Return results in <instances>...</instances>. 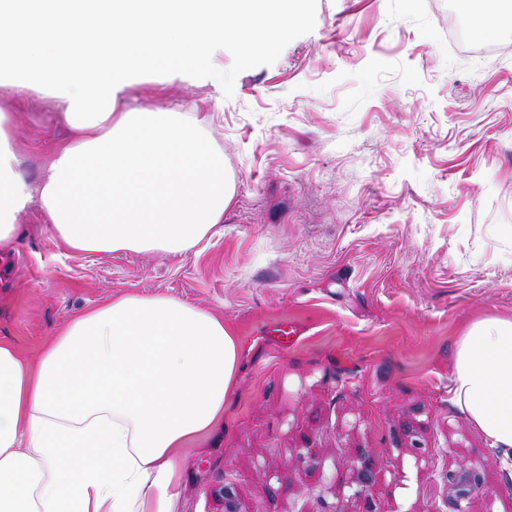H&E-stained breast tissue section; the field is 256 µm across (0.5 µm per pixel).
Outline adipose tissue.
<instances>
[{"label": "adipose tissue", "mask_w": 512, "mask_h": 512, "mask_svg": "<svg viewBox=\"0 0 512 512\" xmlns=\"http://www.w3.org/2000/svg\"><path fill=\"white\" fill-rule=\"evenodd\" d=\"M302 0H77L50 11L0 0L16 70L58 88L73 130L37 186L19 170L0 112V251L30 206L67 250L177 257L215 234L234 202L224 157L189 112H121L131 71H202L220 37L242 49L301 16ZM164 19V47L142 29ZM240 362L224 320L178 298L124 293L73 314L36 361L0 339V512H175L180 462L224 423ZM452 399L512 455V321L473 323L455 351Z\"/></svg>", "instance_id": "adipose-tissue-1"}]
</instances>
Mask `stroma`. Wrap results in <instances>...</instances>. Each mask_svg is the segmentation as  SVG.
<instances>
[{
	"instance_id": "1",
	"label": "stroma",
	"mask_w": 512,
	"mask_h": 512,
	"mask_svg": "<svg viewBox=\"0 0 512 512\" xmlns=\"http://www.w3.org/2000/svg\"><path fill=\"white\" fill-rule=\"evenodd\" d=\"M488 8L304 0L249 52L216 44L211 71L127 74L125 109L206 116L224 154L235 203L203 248L69 252L38 208L20 217L0 338L23 358L122 292L187 301L236 337L224 425L182 459L177 512H452L444 474L462 465L482 477L467 512H512V459L450 393L464 330L512 320V28L451 36ZM36 82L0 65L33 186L69 134Z\"/></svg>"
}]
</instances>
